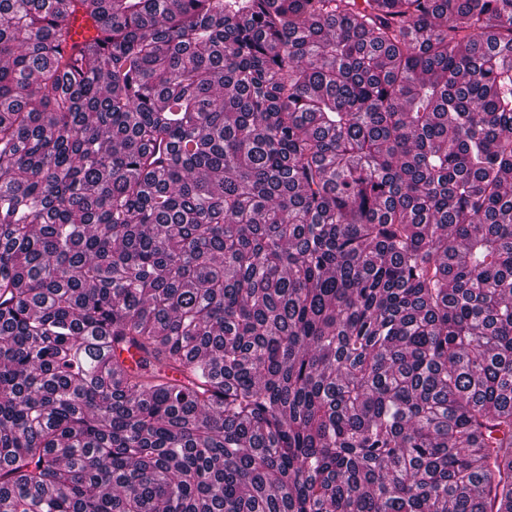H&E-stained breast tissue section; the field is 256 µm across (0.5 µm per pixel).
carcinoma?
Returning a JSON list of instances; mask_svg holds the SVG:
<instances>
[{
  "label": "carcinoma",
  "mask_w": 512,
  "mask_h": 512,
  "mask_svg": "<svg viewBox=\"0 0 512 512\" xmlns=\"http://www.w3.org/2000/svg\"><path fill=\"white\" fill-rule=\"evenodd\" d=\"M62 2L0 0V512H512V0Z\"/></svg>",
  "instance_id": "cac0c4a2"
}]
</instances>
